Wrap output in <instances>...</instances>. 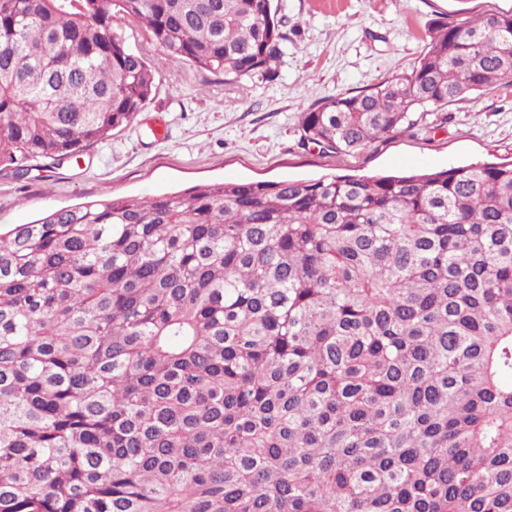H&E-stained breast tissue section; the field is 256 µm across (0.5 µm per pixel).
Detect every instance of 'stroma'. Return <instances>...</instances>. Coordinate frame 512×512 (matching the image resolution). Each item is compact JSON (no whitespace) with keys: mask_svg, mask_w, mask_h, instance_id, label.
<instances>
[{"mask_svg":"<svg viewBox=\"0 0 512 512\" xmlns=\"http://www.w3.org/2000/svg\"><path fill=\"white\" fill-rule=\"evenodd\" d=\"M287 41L269 77L232 81L165 55L143 27L129 44L158 72L134 122L52 173H0V225L109 192L140 199L200 183L441 171L512 158V86L423 115L408 132L351 155L304 141L320 99L354 94L417 63L434 23L512 12V0H272Z\"/></svg>","mask_w":512,"mask_h":512,"instance_id":"obj_1","label":"stroma"}]
</instances>
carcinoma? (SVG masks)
<instances>
[{
    "label": "carcinoma",
    "instance_id": "1",
    "mask_svg": "<svg viewBox=\"0 0 512 512\" xmlns=\"http://www.w3.org/2000/svg\"><path fill=\"white\" fill-rule=\"evenodd\" d=\"M271 72L272 0H0V170L78 160L157 73ZM512 86V14L303 113L357 152ZM0 512H512V161L104 195L0 231Z\"/></svg>",
    "mask_w": 512,
    "mask_h": 512
}]
</instances>
